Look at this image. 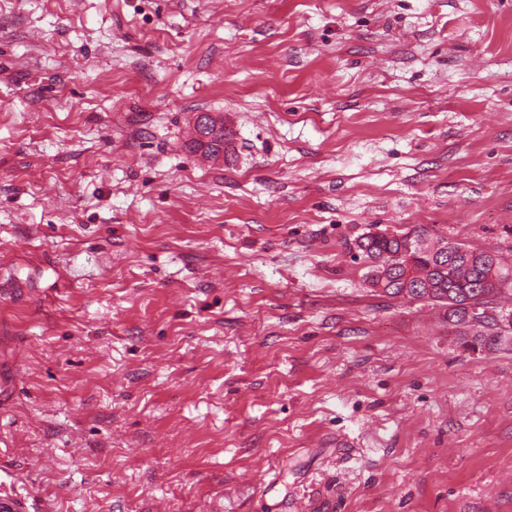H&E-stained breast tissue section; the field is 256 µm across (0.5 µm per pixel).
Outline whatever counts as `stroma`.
<instances>
[{
    "label": "stroma",
    "mask_w": 512,
    "mask_h": 512,
    "mask_svg": "<svg viewBox=\"0 0 512 512\" xmlns=\"http://www.w3.org/2000/svg\"><path fill=\"white\" fill-rule=\"evenodd\" d=\"M422 229L512 267V0H0V495L512 512V329L356 257ZM203 118V123L195 122L197 138L193 141V148L201 150L207 155L218 157L224 153V144L226 143L224 134V124L209 113H202L199 118ZM218 130L216 131V128ZM203 136L208 137L204 139ZM210 136V137H209Z\"/></svg>",
    "instance_id": "1"
}]
</instances>
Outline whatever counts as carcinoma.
<instances>
[{"label":"carcinoma","mask_w":512,"mask_h":512,"mask_svg":"<svg viewBox=\"0 0 512 512\" xmlns=\"http://www.w3.org/2000/svg\"><path fill=\"white\" fill-rule=\"evenodd\" d=\"M195 123L193 148L217 157L224 152V124L208 113ZM356 245L368 263L372 287L392 298L427 300L448 308V324L463 344L476 348L499 341V316L492 298L504 293L509 274L497 256L465 244H447L455 254L431 250L427 232L415 236L368 233Z\"/></svg>","instance_id":"carcinoma-1"}]
</instances>
